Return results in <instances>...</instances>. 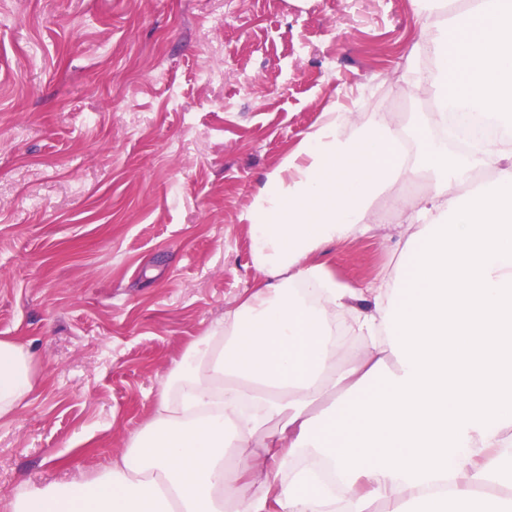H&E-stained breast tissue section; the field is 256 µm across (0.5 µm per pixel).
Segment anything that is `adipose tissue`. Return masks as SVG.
I'll return each mask as SVG.
<instances>
[{"label": "adipose tissue", "instance_id": "1", "mask_svg": "<svg viewBox=\"0 0 512 512\" xmlns=\"http://www.w3.org/2000/svg\"><path fill=\"white\" fill-rule=\"evenodd\" d=\"M438 114L512 127V0H416ZM402 127L328 112L268 171L249 210L266 280L193 341L152 419L84 484L19 487L7 512H512V149L400 156ZM489 170V187H475ZM405 215L376 283L308 256L364 235L374 199ZM0 340V418L34 388ZM250 449L228 476L229 449Z\"/></svg>", "mask_w": 512, "mask_h": 512}]
</instances>
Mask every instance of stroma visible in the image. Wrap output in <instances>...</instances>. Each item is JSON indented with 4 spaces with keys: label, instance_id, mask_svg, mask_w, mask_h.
I'll list each match as a JSON object with an SVG mask.
<instances>
[{
    "label": "stroma",
    "instance_id": "1",
    "mask_svg": "<svg viewBox=\"0 0 512 512\" xmlns=\"http://www.w3.org/2000/svg\"><path fill=\"white\" fill-rule=\"evenodd\" d=\"M411 0H0V340L36 384L0 418L20 484L92 479L186 347L263 280L247 211L324 113L416 132L438 24ZM311 255L361 285L402 216Z\"/></svg>",
    "mask_w": 512,
    "mask_h": 512
}]
</instances>
